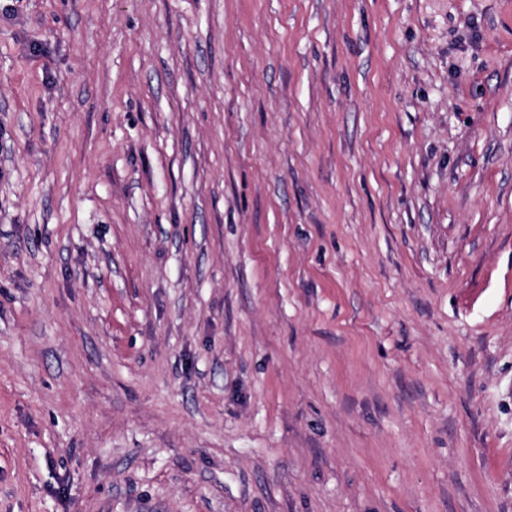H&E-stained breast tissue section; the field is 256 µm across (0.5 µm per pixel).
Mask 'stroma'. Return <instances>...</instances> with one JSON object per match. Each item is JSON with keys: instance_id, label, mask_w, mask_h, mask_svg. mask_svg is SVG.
I'll return each instance as SVG.
<instances>
[{"instance_id": "obj_1", "label": "stroma", "mask_w": 512, "mask_h": 512, "mask_svg": "<svg viewBox=\"0 0 512 512\" xmlns=\"http://www.w3.org/2000/svg\"><path fill=\"white\" fill-rule=\"evenodd\" d=\"M0 512H512V0H0Z\"/></svg>"}]
</instances>
